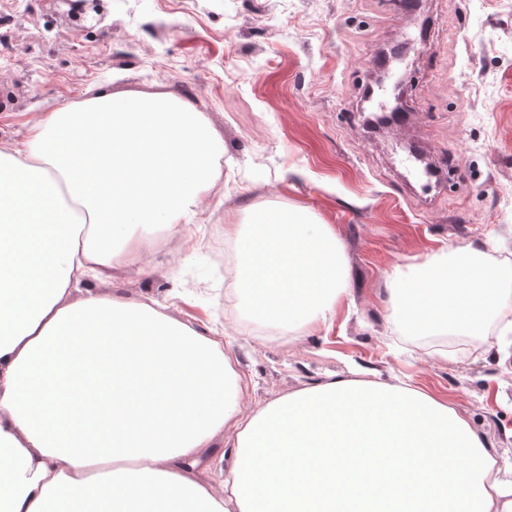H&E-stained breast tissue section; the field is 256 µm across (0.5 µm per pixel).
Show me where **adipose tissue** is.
<instances>
[{"mask_svg": "<svg viewBox=\"0 0 512 512\" xmlns=\"http://www.w3.org/2000/svg\"><path fill=\"white\" fill-rule=\"evenodd\" d=\"M223 146L169 94H96L0 147V512H512L492 455L447 403L338 377L243 414L221 340L74 287L192 224ZM235 238L246 305L305 333L347 295L342 247L298 213ZM389 316L480 334L498 289L446 256L391 275ZM233 429L222 483L194 468ZM387 480L392 496L371 504Z\"/></svg>", "mask_w": 512, "mask_h": 512, "instance_id": "ef3b65f1", "label": "adipose tissue"}]
</instances>
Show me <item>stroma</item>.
<instances>
[{
	"label": "stroma",
	"instance_id": "35a3bbf8",
	"mask_svg": "<svg viewBox=\"0 0 512 512\" xmlns=\"http://www.w3.org/2000/svg\"><path fill=\"white\" fill-rule=\"evenodd\" d=\"M77 32L53 0H0L20 11L0 59V144L33 113L96 92H171L224 142L223 179L199 222L156 239L149 272L124 267L80 285L224 339L250 378L252 412L331 376L410 379L448 403L488 448L512 455V0H426L429 25L408 63V118L382 134L361 117L377 55L408 17L394 0H105ZM301 209L332 225L350 293L332 323L304 335L262 320L212 259L235 249L228 224L253 210ZM447 254L498 283L484 335L460 347L390 326L394 268Z\"/></svg>",
	"mask_w": 512,
	"mask_h": 512
}]
</instances>
